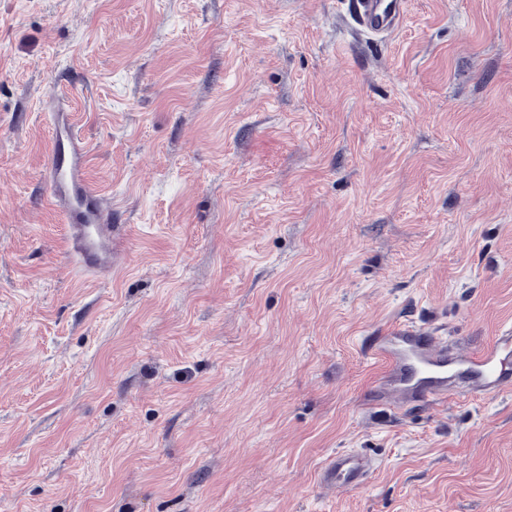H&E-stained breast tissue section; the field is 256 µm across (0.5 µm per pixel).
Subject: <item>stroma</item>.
I'll return each mask as SVG.
<instances>
[{
  "label": "stroma",
  "mask_w": 512,
  "mask_h": 512,
  "mask_svg": "<svg viewBox=\"0 0 512 512\" xmlns=\"http://www.w3.org/2000/svg\"><path fill=\"white\" fill-rule=\"evenodd\" d=\"M343 14L0 0V512H512V389L387 405L367 349L512 326V0L368 43ZM50 95L126 227L100 281L40 177ZM322 469V480L327 485L357 490L367 483L374 463L362 452L341 451L331 455Z\"/></svg>",
  "instance_id": "obj_1"
}]
</instances>
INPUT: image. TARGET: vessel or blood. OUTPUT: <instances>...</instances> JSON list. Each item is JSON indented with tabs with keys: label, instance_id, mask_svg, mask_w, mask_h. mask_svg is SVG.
<instances>
[{
	"label": "vessel or blood",
	"instance_id": "1",
	"mask_svg": "<svg viewBox=\"0 0 512 512\" xmlns=\"http://www.w3.org/2000/svg\"><path fill=\"white\" fill-rule=\"evenodd\" d=\"M346 17L357 35L377 41L396 32L404 0H346ZM50 134L52 158L43 171L57 206L67 218L70 260L82 274H111L123 255L125 227L113 223L112 211L86 177L88 146L70 112L55 98ZM369 350L384 364L376 392L402 406L448 397L487 399L512 386V327L485 348L449 347L440 330L418 324H398L371 337ZM374 470L372 459L359 451L331 455L322 471L324 483L347 490L363 487Z\"/></svg>",
	"mask_w": 512,
	"mask_h": 512
}]
</instances>
